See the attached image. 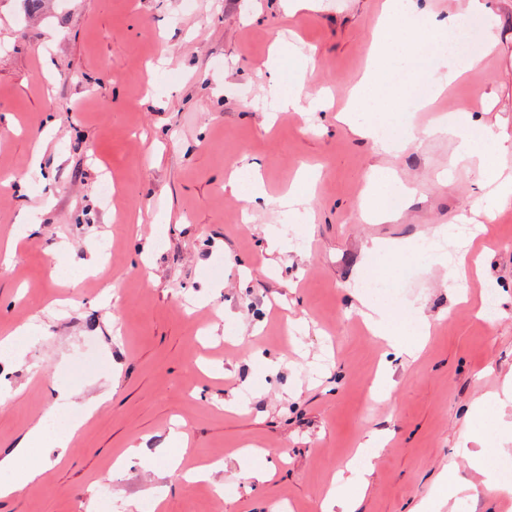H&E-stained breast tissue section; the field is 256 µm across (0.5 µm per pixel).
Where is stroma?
<instances>
[{"label":"stroma","mask_w":512,"mask_h":512,"mask_svg":"<svg viewBox=\"0 0 512 512\" xmlns=\"http://www.w3.org/2000/svg\"><path fill=\"white\" fill-rule=\"evenodd\" d=\"M381 2L319 0L291 17L280 0H41L31 12L0 0V182L25 181L0 191V242L18 239L0 266V337L27 329L19 356L0 354V455L60 393L112 394L64 459L39 450L52 462L43 480L0 512H322L369 432L383 445L357 512H411L451 464L472 488L432 512H512V493L486 484L512 458V208L472 244L486 261L467 302L448 287L444 251L401 286L403 324L418 308L432 323L416 360L388 361L355 310L353 289L398 280L395 266H368L366 244L471 223L480 192L451 168L452 141L381 155L336 121ZM488 3L471 51L492 35L495 52L433 110L512 129V0ZM277 39L313 55L304 86L332 88L330 110L269 120L258 67ZM245 159L274 198L309 169L311 221L226 192ZM373 167L417 189L395 222L361 217ZM489 291L496 307L482 318ZM385 362L394 388L377 400ZM470 424L489 434L478 469L458 453ZM133 442L143 459L118 465ZM249 445L264 449L268 482L238 479L233 454ZM215 456L223 493L185 481Z\"/></svg>","instance_id":"obj_1"}]
</instances>
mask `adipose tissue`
Returning <instances> with one entry per match:
<instances>
[{
    "label": "adipose tissue",
    "instance_id": "obj_1",
    "mask_svg": "<svg viewBox=\"0 0 512 512\" xmlns=\"http://www.w3.org/2000/svg\"><path fill=\"white\" fill-rule=\"evenodd\" d=\"M482 0H459L455 11L448 18L439 20L427 17L423 29L417 30L400 20L402 14L417 13L415 0H386L379 23L374 31L366 68L350 93L351 107L341 113L339 119L361 139L370 141L381 153L394 154L407 145L425 137H448L456 140L457 147L450 165L475 174L482 181L494 184L491 193L476 197L473 207L486 219H494L497 211L512 204V177L506 175L499 159L512 151V135L478 124L465 112L434 117L423 127L410 130L406 139L400 140L387 133L383 113L391 109L392 73L402 72L411 76L433 74V96H440L446 86L461 77L464 71L478 70L482 57L474 55L466 67H459L450 56L440 53L441 45L459 34L458 20L462 13L482 11ZM437 45L436 53L424 52L425 43ZM286 57L284 47H275L270 54L266 69L272 76L270 92L276 109L281 111L313 112L322 109V93L305 92L302 78L284 81L283 69ZM412 196L413 190L400 178L390 173L373 170L365 194L364 216L380 223L390 222L398 213L388 207L386 199L394 193ZM365 309V320L374 333L387 340L394 353L406 351L407 346L399 338L401 320L397 313L385 305L372 301L366 294H359ZM108 393H101L75 405L74 412L64 431L48 436L47 421L58 417V407H50L43 419L30 427L11 453L0 456V499L14 494L19 488L40 481L45 466L28 464L32 451L51 444L59 454H66L76 432L81 430L97 413L100 405L108 400ZM378 437H370L360 450V462L349 465L339 491L328 492L324 512H355L357 501L363 496L362 467L369 464L378 451Z\"/></svg>",
    "mask_w": 512,
    "mask_h": 512
}]
</instances>
